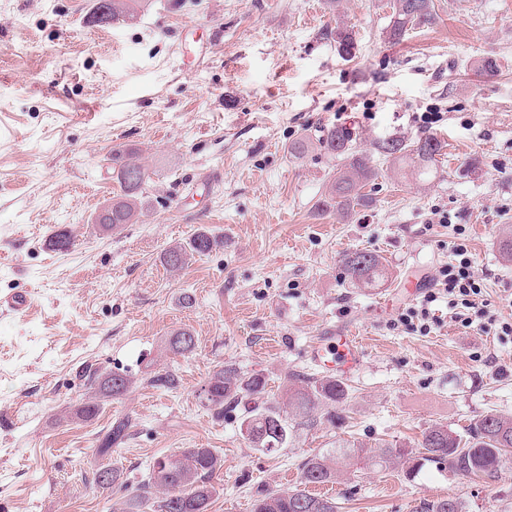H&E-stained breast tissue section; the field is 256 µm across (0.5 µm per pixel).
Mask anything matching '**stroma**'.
Returning a JSON list of instances; mask_svg holds the SVG:
<instances>
[{
  "label": "stroma",
  "mask_w": 512,
  "mask_h": 512,
  "mask_svg": "<svg viewBox=\"0 0 512 512\" xmlns=\"http://www.w3.org/2000/svg\"><path fill=\"white\" fill-rule=\"evenodd\" d=\"M432 2L433 24L395 41L390 0H145L107 23L95 0H0V295L32 297L25 313L0 311V512H122L157 458L200 446L222 463L209 512H237L296 488L306 459L336 445L408 448L434 424L462 434L512 415V335L499 333L512 321L499 249L512 226V0ZM339 26L355 38L348 61ZM488 57L497 70L484 75ZM424 112L442 113L428 132L445 148L420 178L377 146L424 136ZM331 127L378 170L350 209L324 204L343 165L319 143ZM299 138L308 147L291 156ZM119 146L150 182L136 223L107 235L94 217L119 189ZM454 224L484 303L466 328L442 294L428 331L406 326L423 296L402 282L435 284ZM200 229L223 247L167 269L164 252ZM59 231L62 252L49 246ZM354 250L380 255L385 281L352 286L341 259ZM348 325L363 346L348 398L288 447L252 448L241 408L219 419L199 395L230 365L262 373L285 405L293 375H323L310 345ZM179 329L196 339L185 358L166 349ZM152 367L175 370L178 388L151 387ZM92 370L134 386L80 421ZM125 417L127 438L101 460L99 437ZM104 462L120 473L105 489L93 482ZM322 491L339 512H415L448 496L466 512H512V462L477 480L358 464Z\"/></svg>",
  "instance_id": "1"
}]
</instances>
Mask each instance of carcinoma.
<instances>
[{"mask_svg":"<svg viewBox=\"0 0 512 512\" xmlns=\"http://www.w3.org/2000/svg\"><path fill=\"white\" fill-rule=\"evenodd\" d=\"M140 0H98L95 15L101 22L115 21L134 16ZM389 35L393 40L402 38L416 26L434 21L432 0H394ZM336 48L344 58L352 57L355 48L352 33L346 28L334 32ZM320 143L325 150L349 159L331 186L329 200L348 207L357 200L362 184L376 177L369 159L353 153L352 138L343 128H329L323 132ZM444 144L435 136L420 138L410 145L400 139H392L378 146L386 157L414 156L418 159V175L426 174L429 164L441 155ZM112 174L120 193L112 198V218L100 220L99 227L105 233L120 231L133 223L143 204L149 176L145 168L133 159L130 149L112 150ZM217 240L200 230L185 243L168 249L163 255L164 264L178 270L194 256L209 254ZM342 266L349 281L358 288H373L386 278V269L380 256L363 250L346 254ZM196 348L195 336L187 330L174 333L169 339V349L176 355L188 356ZM177 377L169 370H162L150 377L149 383L160 388H174ZM132 386L128 375L120 372L108 374L97 382V396L79 407L75 416L87 420L99 410L98 399H119ZM267 381L260 373L244 375L233 368L214 370L204 384L205 404L221 418L224 407H245L240 423L242 436L254 448L272 451L288 445L293 429L311 426L316 422L315 412L321 406L343 403L348 396L346 384L334 377L322 379H296V385L288 389L286 415L280 407L261 402L265 396ZM131 423L127 419L114 422L98 448L106 455L112 445L128 436ZM409 451L404 448L381 446L371 456L379 465L394 458H404ZM357 456L353 448L342 446L336 450L319 453L309 458L302 467L301 487L287 492H267L254 501L253 512H338L336 499L310 492L312 485H327L336 481L337 473ZM512 456V416L490 413L474 419L466 429V436L458 435L441 424H435L422 432L415 445V466L431 463L439 470L448 468L455 472L481 478L498 474L503 461ZM220 468V459L212 448H183L179 452L156 460L139 483L136 493L126 503L124 512H141L144 503L156 493L157 512H208L214 487L213 476ZM417 512H465L462 501L454 497L425 500Z\"/></svg>","mask_w":512,"mask_h":512,"instance_id":"obj_1","label":"carcinoma"}]
</instances>
